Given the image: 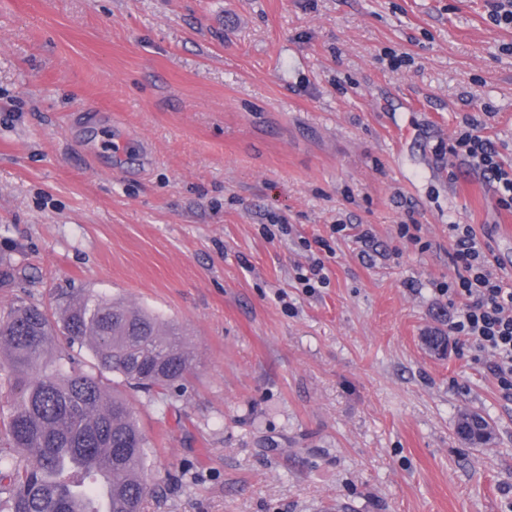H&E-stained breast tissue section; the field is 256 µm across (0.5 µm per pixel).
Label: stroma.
Listing matches in <instances>:
<instances>
[{"label": "stroma", "instance_id": "stroma-1", "mask_svg": "<svg viewBox=\"0 0 512 512\" xmlns=\"http://www.w3.org/2000/svg\"><path fill=\"white\" fill-rule=\"evenodd\" d=\"M467 114L512 161L486 0H0V311L119 299L193 359L172 405L128 396L146 512H504L512 398L422 342L449 223L512 278V213L436 156ZM465 410L490 442L457 438ZM324 262L321 258L313 259L308 266H298L295 279L305 292H315L316 288L326 287L328 277L323 273Z\"/></svg>", "mask_w": 512, "mask_h": 512}]
</instances>
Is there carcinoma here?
<instances>
[{
    "instance_id": "obj_1",
    "label": "carcinoma",
    "mask_w": 512,
    "mask_h": 512,
    "mask_svg": "<svg viewBox=\"0 0 512 512\" xmlns=\"http://www.w3.org/2000/svg\"><path fill=\"white\" fill-rule=\"evenodd\" d=\"M62 337L91 351L112 383L165 402L186 380L192 359L178 329L120 301L67 296L50 314L20 303L0 317V512H97V473L112 472L110 512H143L150 446L132 406L108 393L99 376L56 348ZM490 424L479 414L458 419L455 433L470 445Z\"/></svg>"
}]
</instances>
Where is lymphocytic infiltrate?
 <instances>
[{"mask_svg":"<svg viewBox=\"0 0 512 512\" xmlns=\"http://www.w3.org/2000/svg\"><path fill=\"white\" fill-rule=\"evenodd\" d=\"M449 162L477 172L494 194L498 210L512 212V165H506L487 125L464 118L448 141ZM454 274L439 283L456 314L448 323L471 359L486 362L504 396L512 395V281L505 278L490 242L470 224L448 227Z\"/></svg>","mask_w":512,"mask_h":512,"instance_id":"lymphocytic-infiltrate-1","label":"lymphocytic infiltrate"}]
</instances>
